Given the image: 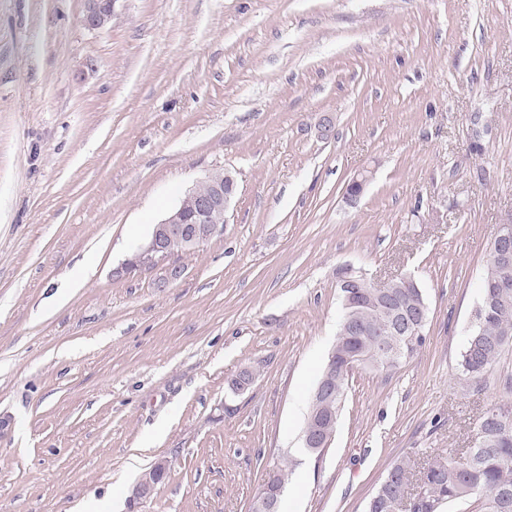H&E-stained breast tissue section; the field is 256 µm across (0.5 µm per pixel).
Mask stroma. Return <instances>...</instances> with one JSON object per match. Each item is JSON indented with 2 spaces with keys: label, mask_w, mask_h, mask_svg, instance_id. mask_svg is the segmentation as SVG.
I'll use <instances>...</instances> for the list:
<instances>
[{
  "label": "stroma",
  "mask_w": 512,
  "mask_h": 512,
  "mask_svg": "<svg viewBox=\"0 0 512 512\" xmlns=\"http://www.w3.org/2000/svg\"><path fill=\"white\" fill-rule=\"evenodd\" d=\"M82 14L0 0V512H125L161 459L141 512H249L282 457V512H364L393 460L472 447L512 401V344L481 391L458 371L512 223V0H117L102 31ZM219 171L224 232L182 277L120 273ZM345 264L414 278L427 340L353 373L316 458L300 435Z\"/></svg>",
  "instance_id": "stroma-1"
}]
</instances>
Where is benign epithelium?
<instances>
[{"instance_id": "7a95c632", "label": "benign epithelium", "mask_w": 512, "mask_h": 512, "mask_svg": "<svg viewBox=\"0 0 512 512\" xmlns=\"http://www.w3.org/2000/svg\"><path fill=\"white\" fill-rule=\"evenodd\" d=\"M117 0H84L83 24L93 30H104L112 23ZM236 193V180L230 173H212L202 181L185 190L177 205L169 210L153 225L147 243L122 266V272L130 274L155 259H169L166 281L178 280L183 268L178 263L172 244L179 242L182 252L191 253L212 237L224 232L218 218L224 216ZM492 256L501 261L512 258V240L508 237V225L497 227L491 245ZM341 287L346 303H351L357 288H383L385 284L376 282L353 268L345 269L341 277ZM157 484L139 480L130 489L127 505L131 512L151 498Z\"/></svg>"}]
</instances>
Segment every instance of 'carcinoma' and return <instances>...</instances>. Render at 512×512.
Returning <instances> with one entry per match:
<instances>
[{"mask_svg": "<svg viewBox=\"0 0 512 512\" xmlns=\"http://www.w3.org/2000/svg\"><path fill=\"white\" fill-rule=\"evenodd\" d=\"M506 276L511 287L498 294L488 288L489 281ZM390 302H384L375 288H363L356 295L355 310L366 326H382L427 303L421 288L400 278L389 287ZM480 325L467 336L458 363L459 379L467 384L479 383L494 367L504 347L512 342V268L503 271L487 260L480 280ZM332 350L336 351V396L322 397L311 404L307 419L334 435L338 413L345 400L348 381L343 375L345 357L359 349L363 368L387 371L378 363L375 336H346L342 326ZM426 343V334L416 333L396 342L400 361L414 357ZM477 430L485 434L486 448L474 446L450 458L435 456L420 470L409 456L395 459L368 498L365 512H444L455 504H470L475 512H512V402L490 405L477 420ZM421 483L422 493L410 508H402L406 489Z\"/></svg>", "mask_w": 512, "mask_h": 512, "instance_id": "1", "label": "carcinoma"}]
</instances>
